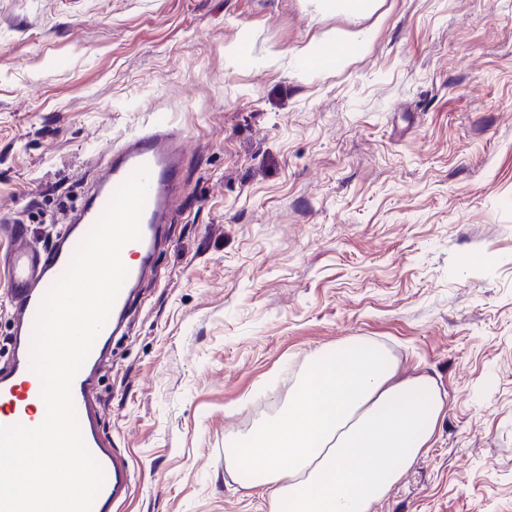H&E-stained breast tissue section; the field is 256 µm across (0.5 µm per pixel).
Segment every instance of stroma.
Returning a JSON list of instances; mask_svg holds the SVG:
<instances>
[{"label":"stroma","instance_id":"obj_1","mask_svg":"<svg viewBox=\"0 0 512 512\" xmlns=\"http://www.w3.org/2000/svg\"><path fill=\"white\" fill-rule=\"evenodd\" d=\"M160 114L180 191L92 393L112 512H270L224 441L351 336L446 402L373 512H512V0H0V218L46 243Z\"/></svg>","mask_w":512,"mask_h":512}]
</instances>
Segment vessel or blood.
<instances>
[{
    "instance_id": "vessel-or-blood-1",
    "label": "vessel or blood",
    "mask_w": 512,
    "mask_h": 512,
    "mask_svg": "<svg viewBox=\"0 0 512 512\" xmlns=\"http://www.w3.org/2000/svg\"><path fill=\"white\" fill-rule=\"evenodd\" d=\"M183 160L181 133L165 118L125 139L112 151L111 161L75 219L57 231L49 246L31 242L22 224L6 225L12 240L5 264L9 273L8 302L16 324L9 362L0 367V426L40 424L45 416L41 382L30 368L31 343L40 305L51 286L69 267L75 251L99 220L116 189L139 170L148 172V193L141 218V238L123 250L128 262L126 280L91 353L72 384V397L84 443L104 472L103 486L92 512H111L126 495L131 474L125 464L105 448L91 404L93 374L112 346L122 317L150 266L161 224L167 223L174 204Z\"/></svg>"
}]
</instances>
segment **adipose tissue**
<instances>
[{
  "label": "adipose tissue",
  "mask_w": 512,
  "mask_h": 512,
  "mask_svg": "<svg viewBox=\"0 0 512 512\" xmlns=\"http://www.w3.org/2000/svg\"><path fill=\"white\" fill-rule=\"evenodd\" d=\"M444 415L428 376L401 375L384 345L350 337L309 358L276 416L228 438L224 467L264 489L272 512H371Z\"/></svg>",
  "instance_id": "ef3b65f1"
}]
</instances>
